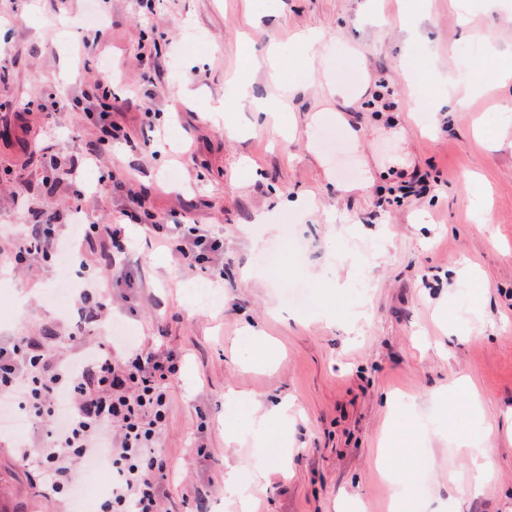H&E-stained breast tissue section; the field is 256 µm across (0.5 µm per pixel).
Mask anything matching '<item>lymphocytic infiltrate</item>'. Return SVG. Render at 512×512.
<instances>
[{
    "label": "lymphocytic infiltrate",
    "instance_id": "f902f5d3",
    "mask_svg": "<svg viewBox=\"0 0 512 512\" xmlns=\"http://www.w3.org/2000/svg\"><path fill=\"white\" fill-rule=\"evenodd\" d=\"M167 248L181 262L198 267L222 248L219 238L184 224H159ZM68 237L59 225H36L14 265L28 256L62 264ZM173 353L158 354L122 343L120 352L87 347L78 360H66L38 348L28 337L0 346V403L39 424L51 421V442L26 448L22 462L52 494L75 502L83 472L104 457L112 487L99 512H163L164 485L171 466L155 446L156 428L167 411L165 383L179 372ZM65 414H58V404Z\"/></svg>",
    "mask_w": 512,
    "mask_h": 512
}]
</instances>
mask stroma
Segmentation results:
<instances>
[{
    "label": "stroma",
    "mask_w": 512,
    "mask_h": 512,
    "mask_svg": "<svg viewBox=\"0 0 512 512\" xmlns=\"http://www.w3.org/2000/svg\"><path fill=\"white\" fill-rule=\"evenodd\" d=\"M100 8L92 29L78 23L86 0H0V226L14 230L0 237V280L12 285L0 344L26 336L76 357L119 320L144 347L179 355L156 435L174 466L166 512H389L403 487L404 512H512V84L445 105L468 42L512 55V0L463 16L451 0ZM303 32L323 42L300 65ZM411 59L428 84L408 82ZM104 73L128 135L110 147L65 105L97 96ZM241 73L252 98L285 103L282 135L238 105ZM220 106L241 134L209 119ZM108 178L144 206L126 228L132 284L111 283L100 246L73 247V280L108 304L91 322L48 304L49 263L15 268L9 256L32 225L65 223L72 209L107 223L123 201L95 189ZM170 218L220 238L223 254L181 263L152 230ZM219 276L218 300L200 306L194 285ZM253 328L277 348L268 365L254 359ZM283 398L288 422L255 440V409ZM487 435L493 472L477 482L472 454ZM386 439L398 488L376 465ZM47 443L40 427L0 429V503L12 512H68L19 457ZM232 466L247 498L224 494Z\"/></svg>",
    "instance_id": "obj_1"
}]
</instances>
